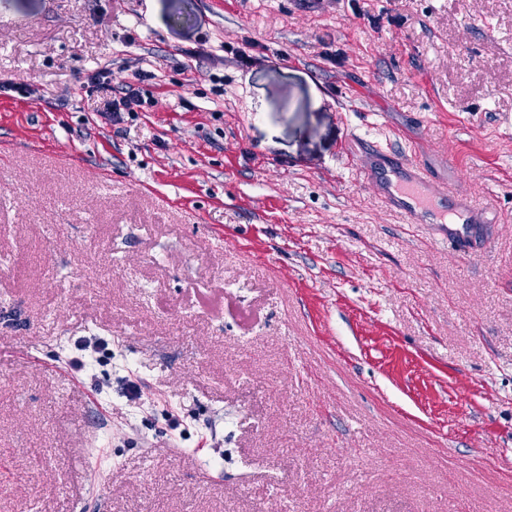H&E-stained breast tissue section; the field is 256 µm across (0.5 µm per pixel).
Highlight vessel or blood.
I'll return each instance as SVG.
<instances>
[{
    "instance_id": "obj_1",
    "label": "vessel or blood",
    "mask_w": 512,
    "mask_h": 512,
    "mask_svg": "<svg viewBox=\"0 0 512 512\" xmlns=\"http://www.w3.org/2000/svg\"><path fill=\"white\" fill-rule=\"evenodd\" d=\"M386 206L409 224L429 225L434 239L464 254L487 253L495 240L498 212L457 189L441 188L432 172L403 152L372 146L360 170Z\"/></svg>"
}]
</instances>
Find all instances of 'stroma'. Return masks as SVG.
I'll return each instance as SVG.
<instances>
[{
  "label": "stroma",
  "instance_id": "obj_1",
  "mask_svg": "<svg viewBox=\"0 0 512 512\" xmlns=\"http://www.w3.org/2000/svg\"><path fill=\"white\" fill-rule=\"evenodd\" d=\"M0 260V512H512V0H0ZM146 104H149L148 100L143 98L140 88L134 83L125 82L118 90V95L113 96L109 113L113 122L120 123L124 121V114L134 116L143 110ZM360 174L386 206L408 224H429L436 240L464 254L487 253L495 240L498 212L490 204L448 186L441 188L432 172L405 152L373 145Z\"/></svg>",
  "mask_w": 512,
  "mask_h": 512
}]
</instances>
